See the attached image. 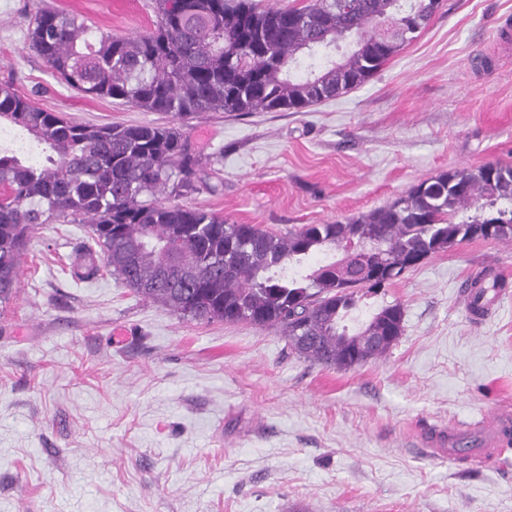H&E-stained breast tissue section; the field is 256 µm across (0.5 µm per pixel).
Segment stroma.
Masks as SVG:
<instances>
[{
  "instance_id": "obj_1",
  "label": "stroma",
  "mask_w": 512,
  "mask_h": 512,
  "mask_svg": "<svg viewBox=\"0 0 512 512\" xmlns=\"http://www.w3.org/2000/svg\"><path fill=\"white\" fill-rule=\"evenodd\" d=\"M116 35L155 0H0V85L94 125L166 123L67 88L26 43L43 5ZM512 0H442L373 79L301 112H210L185 132L208 188L185 204L274 232L354 218L457 168L512 165ZM81 224L40 230L0 310V512H512L506 460L427 453L512 401V244L428 257L374 304L404 332L349 370L289 355L274 332L201 323L103 273L78 280ZM498 267L482 326L463 279Z\"/></svg>"
}]
</instances>
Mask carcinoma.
Instances as JSON below:
<instances>
[{
	"instance_id": "carcinoma-1",
	"label": "carcinoma",
	"mask_w": 512,
	"mask_h": 512,
	"mask_svg": "<svg viewBox=\"0 0 512 512\" xmlns=\"http://www.w3.org/2000/svg\"><path fill=\"white\" fill-rule=\"evenodd\" d=\"M441 0H158L151 32L116 36L39 9L28 46L67 87L173 123L96 126L48 112L0 85V303L49 224H85L105 270L143 300L197 322L278 333L298 358L348 370L386 355L400 302L361 323L365 299L428 257L475 238L512 242V166L442 172L357 218L274 233L177 202L198 190L182 127L206 112H301L372 79L418 37ZM318 56L323 65L294 72ZM334 260L317 267L316 254Z\"/></svg>"
}]
</instances>
